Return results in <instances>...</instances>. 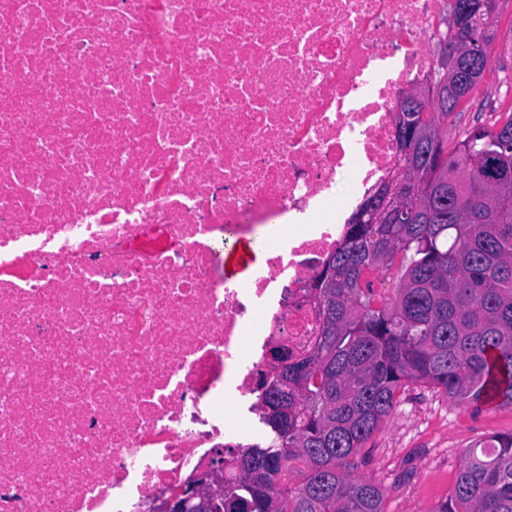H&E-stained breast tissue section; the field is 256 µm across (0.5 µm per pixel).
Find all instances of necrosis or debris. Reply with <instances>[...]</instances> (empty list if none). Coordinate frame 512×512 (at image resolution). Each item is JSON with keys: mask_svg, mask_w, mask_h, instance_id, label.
<instances>
[{"mask_svg": "<svg viewBox=\"0 0 512 512\" xmlns=\"http://www.w3.org/2000/svg\"><path fill=\"white\" fill-rule=\"evenodd\" d=\"M451 4L0 0V512H162L247 449ZM253 248L256 255V261L258 264L264 265L265 257L261 253V250L256 246H251L249 243L237 242L232 244L226 251L224 261L227 263L231 258L236 257L240 252V259L237 261H231L229 265L236 266L237 268L243 270L246 265V257L253 252Z\"/></svg>", "mask_w": 512, "mask_h": 512, "instance_id": "necrosis-or-debris-1", "label": "necrosis or debris"}]
</instances>
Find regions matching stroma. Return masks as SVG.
Masks as SVG:
<instances>
[{"label":"stroma","mask_w":512,"mask_h":512,"mask_svg":"<svg viewBox=\"0 0 512 512\" xmlns=\"http://www.w3.org/2000/svg\"><path fill=\"white\" fill-rule=\"evenodd\" d=\"M497 28V39L486 48L493 73L477 85L469 109L449 117V127L473 124L485 103L497 97L500 78L512 73V54L502 48L512 14L499 10ZM509 431L512 406L476 413L453 405L437 388L412 384L367 442L355 474L383 489L386 512H432L450 496L465 449Z\"/></svg>","instance_id":"35a3bbf8"}]
</instances>
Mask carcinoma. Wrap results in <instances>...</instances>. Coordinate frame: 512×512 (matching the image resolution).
<instances>
[{
	"label": "carcinoma",
	"instance_id": "1",
	"mask_svg": "<svg viewBox=\"0 0 512 512\" xmlns=\"http://www.w3.org/2000/svg\"><path fill=\"white\" fill-rule=\"evenodd\" d=\"M487 57L498 0H471ZM474 69L423 112L395 124L401 168L415 174L398 224L351 214L316 275L322 325L315 350L257 381L265 444L236 454L224 512H385L383 490L356 478L355 459L409 383L442 390L479 412L512 406V102L466 127L448 149L441 121L467 108L485 76ZM397 282L385 298L369 276ZM305 461L302 486L280 473ZM433 512H512V432L466 449L450 499Z\"/></svg>",
	"mask_w": 512,
	"mask_h": 512
}]
</instances>
